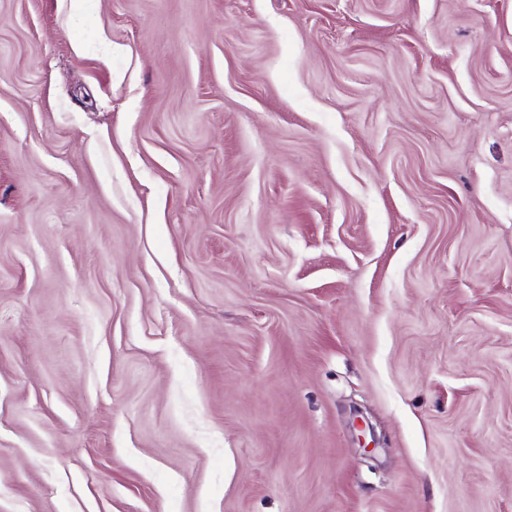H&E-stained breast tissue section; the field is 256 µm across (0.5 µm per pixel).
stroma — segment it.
<instances>
[{"label": "stroma", "mask_w": 512, "mask_h": 512, "mask_svg": "<svg viewBox=\"0 0 512 512\" xmlns=\"http://www.w3.org/2000/svg\"><path fill=\"white\" fill-rule=\"evenodd\" d=\"M0 512H512V0H0Z\"/></svg>", "instance_id": "stroma-1"}]
</instances>
